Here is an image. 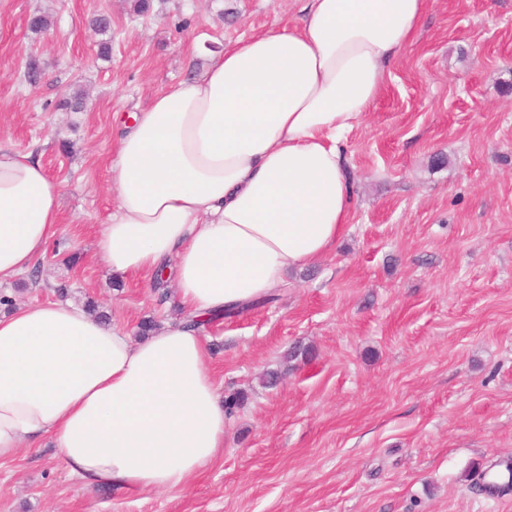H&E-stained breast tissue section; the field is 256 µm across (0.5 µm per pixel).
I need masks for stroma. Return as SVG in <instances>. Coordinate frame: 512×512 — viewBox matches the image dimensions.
<instances>
[{
  "label": "stroma",
  "mask_w": 512,
  "mask_h": 512,
  "mask_svg": "<svg viewBox=\"0 0 512 512\" xmlns=\"http://www.w3.org/2000/svg\"><path fill=\"white\" fill-rule=\"evenodd\" d=\"M150 4L0 0V149L34 152L64 184L35 274L0 294L92 301L134 335L183 311L174 285L158 293L97 254L120 129L215 52L304 18V0ZM343 154L344 236L274 301L205 327L221 396L244 397L223 455L177 491L88 488L45 438L0 464V512H512V492L476 484L512 457V0H429ZM296 346L312 357L289 358Z\"/></svg>",
  "instance_id": "1"
}]
</instances>
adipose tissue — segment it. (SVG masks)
Here are the masks:
<instances>
[{"mask_svg":"<svg viewBox=\"0 0 512 512\" xmlns=\"http://www.w3.org/2000/svg\"><path fill=\"white\" fill-rule=\"evenodd\" d=\"M426 0H307L167 86L117 140L97 247L118 274L170 269L193 317L136 339L65 302L0 315V462L51 438L84 486L185 488L224 451L204 323L326 255L350 222L342 143L420 30ZM64 185L0 151V285L60 222Z\"/></svg>","mask_w":512,"mask_h":512,"instance_id":"adipose-tissue-1","label":"adipose tissue"}]
</instances>
